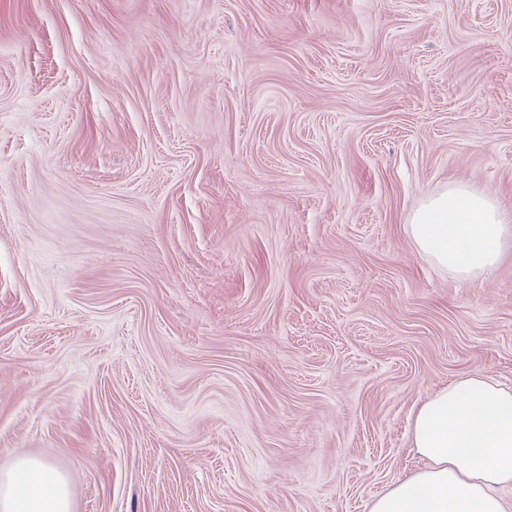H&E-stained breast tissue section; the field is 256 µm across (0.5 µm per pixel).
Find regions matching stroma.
Here are the masks:
<instances>
[{"mask_svg":"<svg viewBox=\"0 0 512 512\" xmlns=\"http://www.w3.org/2000/svg\"><path fill=\"white\" fill-rule=\"evenodd\" d=\"M512 0H0V472L72 512H367L410 416L512 387ZM410 228L423 254L466 280L491 270L512 237L495 202L463 187L430 198L413 214ZM1 512H71L65 476L43 460L19 456L0 473Z\"/></svg>","mask_w":512,"mask_h":512,"instance_id":"stroma-1","label":"stroma"}]
</instances>
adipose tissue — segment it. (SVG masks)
<instances>
[{
	"label": "adipose tissue",
	"mask_w": 512,
	"mask_h": 512,
	"mask_svg": "<svg viewBox=\"0 0 512 512\" xmlns=\"http://www.w3.org/2000/svg\"><path fill=\"white\" fill-rule=\"evenodd\" d=\"M410 228L423 254L466 280L491 270L512 241L495 202L463 187L430 198ZM412 437L425 467L374 499L369 512H506L512 388L490 376L448 383L418 407ZM0 512H71L68 482L45 461L17 457L0 473Z\"/></svg>",
	"instance_id": "adipose-tissue-1"
}]
</instances>
